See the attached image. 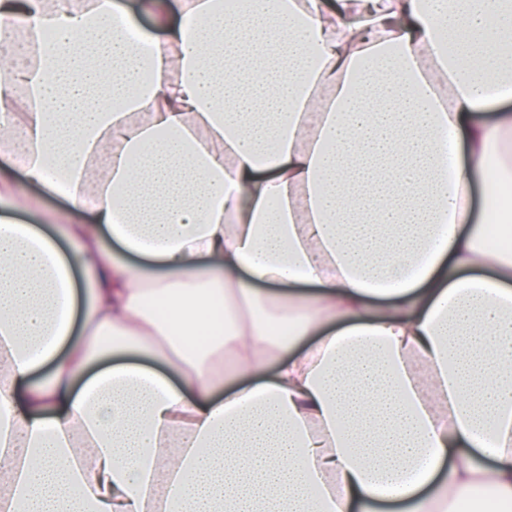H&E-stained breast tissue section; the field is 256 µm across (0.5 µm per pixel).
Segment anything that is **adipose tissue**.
<instances>
[{"label": "adipose tissue", "instance_id": "adipose-tissue-1", "mask_svg": "<svg viewBox=\"0 0 512 512\" xmlns=\"http://www.w3.org/2000/svg\"><path fill=\"white\" fill-rule=\"evenodd\" d=\"M176 6L0 0V503L512 502V0ZM121 1L128 6L132 22L139 31L156 39H164L166 29L156 25L153 14L143 7L144 0ZM0 169H7L13 178L15 188L22 194L38 198L44 209L58 212H68L66 199L45 193L40 187L30 183L24 176L23 168L11 154L0 152Z\"/></svg>", "mask_w": 512, "mask_h": 512}]
</instances>
